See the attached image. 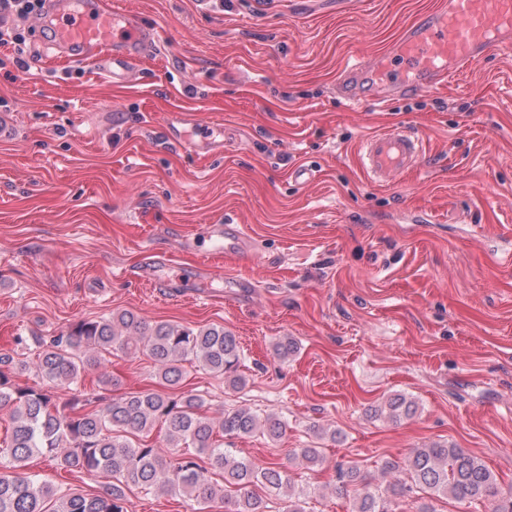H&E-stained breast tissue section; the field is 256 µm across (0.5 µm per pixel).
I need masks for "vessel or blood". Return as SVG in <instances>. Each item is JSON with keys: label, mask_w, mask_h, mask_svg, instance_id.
<instances>
[{"label": "vessel or blood", "mask_w": 512, "mask_h": 512, "mask_svg": "<svg viewBox=\"0 0 512 512\" xmlns=\"http://www.w3.org/2000/svg\"><path fill=\"white\" fill-rule=\"evenodd\" d=\"M49 46L72 62H91L113 84L128 83L133 67L156 36L135 15L109 0H50L38 21ZM512 54V0H441L409 25L385 53L346 65L336 79V94L352 104L376 95L386 100L440 89L490 53ZM423 139L395 127L364 139L361 164L368 180L395 184L417 170ZM216 255H242L244 228L220 217L212 224Z\"/></svg>", "instance_id": "1"}]
</instances>
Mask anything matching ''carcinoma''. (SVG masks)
Returning <instances> with one entry per match:
<instances>
[{
	"instance_id": "1",
	"label": "carcinoma",
	"mask_w": 512,
	"mask_h": 512,
	"mask_svg": "<svg viewBox=\"0 0 512 512\" xmlns=\"http://www.w3.org/2000/svg\"><path fill=\"white\" fill-rule=\"evenodd\" d=\"M20 368L56 385L78 383L81 373L112 351L148 352L159 374L170 385L179 383L181 364L191 362L225 379L234 389L246 385L239 373L240 347L222 326L190 328L169 323L148 325L132 312L99 320H82ZM93 400L72 398L60 403L41 384L20 386L0 371V409L8 408L9 440L0 448V512H125V489L146 493H178L199 504H224L225 512H267L266 504L250 487L262 483L272 489L291 485L289 470L278 463L259 465L224 447V438L250 436L263 430L273 440L285 423L276 415L264 419L249 407L224 411L217 423L200 413L198 393L165 396L134 392L87 409ZM394 421L410 419L417 404L396 394L386 404ZM166 427L167 440L178 448H194L207 456L209 468L194 455L174 452L167 457L146 440L156 424ZM48 456L57 465L77 471L112 474V487L102 495L78 489L62 492L50 482L26 472L33 454ZM222 477L217 483L209 471ZM411 482L430 496L457 501L488 500L491 512H512V492L498 489L495 475L484 462L454 445L432 444L415 449L408 461ZM339 487H357L351 512H390L389 496H405L407 487L381 490L369 483L360 465L351 461L337 468Z\"/></svg>"
}]
</instances>
